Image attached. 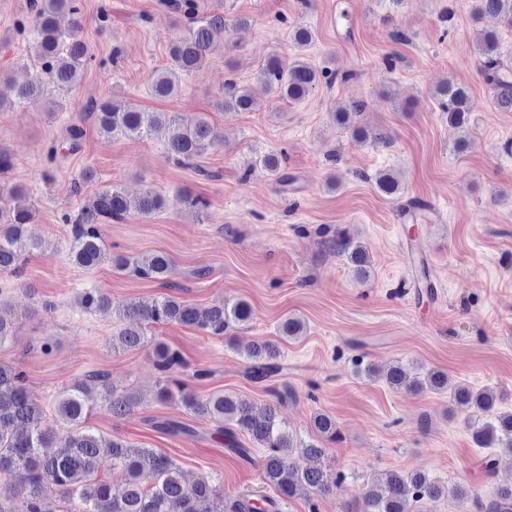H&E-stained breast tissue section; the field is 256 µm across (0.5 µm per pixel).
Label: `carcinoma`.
Wrapping results in <instances>:
<instances>
[{"label":"carcinoma","mask_w":512,"mask_h":512,"mask_svg":"<svg viewBox=\"0 0 512 512\" xmlns=\"http://www.w3.org/2000/svg\"><path fill=\"white\" fill-rule=\"evenodd\" d=\"M173 7L188 24L187 34L169 47L170 63L156 72L151 81L153 93L170 97L180 87L183 76L200 69L213 51V32L224 26V16L213 14L198 17L195 0H172ZM34 15L32 39L35 44L36 71L22 83L9 86L10 95L0 91V109L35 103L43 98L48 87L64 89L72 86L80 73L91 63L90 46L82 38L76 0H32ZM475 13L492 15L512 26V0H477ZM315 41L312 27L298 24L292 29V44L303 49ZM478 55L486 84L496 104L512 111V70L499 60V42L495 33L486 31L480 38ZM327 78L325 70L296 59L286 64L280 55H270L261 69L265 88L282 100L299 102L308 98ZM448 119L458 127L469 121L474 110L468 88L457 82L444 81L433 90ZM258 106L250 89L228 79L224 92L214 107L224 112H246ZM83 110L93 117L97 130L106 137L147 139L157 128L166 125L169 131L166 152L168 159L183 167H192L209 177L198 164L213 145L206 114L192 118L176 115L163 122L155 112H144L135 106L119 107L108 101L89 100ZM359 143L386 142L382 132L361 126L352 127ZM285 158L267 153L251 161L245 170H256L288 185ZM376 188L391 200H399L404 189L397 178L384 172L376 179ZM174 201L184 209L200 214L208 203L205 198L181 192ZM166 199L149 189L139 197H129L122 188L111 185L102 189L93 202L82 208L72 220L68 254L72 262L84 269H93L106 262L116 269L170 287L175 271L172 258L164 252L134 258L112 253L103 241L104 224L124 218L130 211L149 215L160 211ZM31 208H0V275L14 277L23 268L24 256L41 248V243L26 235L32 223ZM321 244L342 257L356 276L369 277L365 247L341 229L325 228L319 232ZM77 304L84 310L115 308L124 322L118 335L112 337V348L133 350L148 344L147 330L154 325L177 323L193 326L208 336L223 338L236 327L252 320L253 310L243 300L221 301L208 306L181 301L163 293L150 301H129L112 306V299L93 288L78 292ZM153 352L158 370L155 396L161 403L182 405L197 417L216 423L214 438L242 458H250L251 449L239 437L248 438L255 448L264 451L262 470L265 483L281 496L323 495L336 485L332 473L322 467L302 468L295 456L320 459L325 454L321 439H336L335 420L319 413L314 417L316 437L298 442L280 418L277 404L261 413L247 402L229 393L214 392L198 396L189 382L167 377L174 367L184 364L181 353L157 342ZM246 376L256 382L270 380L282 370V354L278 344L255 341L244 353ZM368 374H376L393 389L408 392L431 390L450 392V401L459 411L467 413L468 425L475 444L480 448H501L512 456V413L495 411L496 396L491 389L474 390L464 385H449L448 375L439 370L411 373L400 363L380 372L368 366ZM101 387V400L121 416L135 412L141 397L131 391H119L107 375H93ZM53 413L60 428L45 427V410L36 402L21 371L0 365V512H59L56 502H79L82 512H210V501L224 491L221 481L200 475L189 481L180 466L170 457L153 448H145L121 438L104 439L86 425L92 408L85 400L84 384L79 382L59 391L52 402ZM153 429L164 435L197 436L189 424L164 419L153 423ZM123 474L120 485L98 479L105 464ZM437 481L419 473L395 470L383 472L358 490L361 512H413V504L433 501L440 495ZM478 512H512V485L501 487L483 502L475 499ZM232 512H272L269 498L257 494L240 496L233 502Z\"/></svg>","instance_id":"obj_1"}]
</instances>
